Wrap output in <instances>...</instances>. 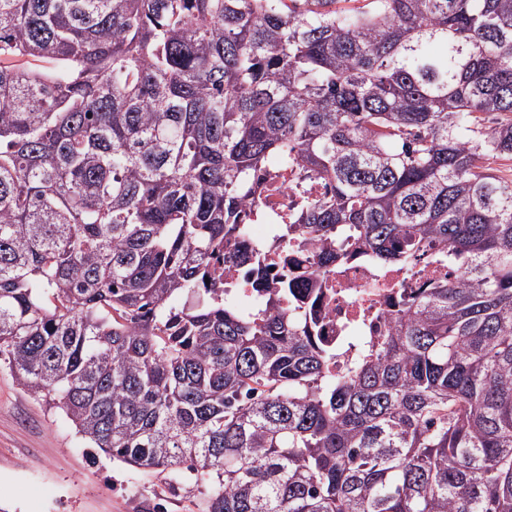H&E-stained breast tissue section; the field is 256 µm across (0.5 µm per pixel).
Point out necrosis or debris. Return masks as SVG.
<instances>
[{"instance_id":"4bbe7bcc","label":"necrosis or debris","mask_w":512,"mask_h":512,"mask_svg":"<svg viewBox=\"0 0 512 512\" xmlns=\"http://www.w3.org/2000/svg\"><path fill=\"white\" fill-rule=\"evenodd\" d=\"M326 190L324 181L307 177L297 164L290 163L271 172L262 184L255 203L247 205L252 221L268 224L285 223L289 213ZM253 233L232 238L224 244V258L212 265L216 277L224 283L228 296L254 297L252 278L240 265L241 252L252 249ZM319 250L314 243H301L288 237L265 239L262 266L267 285L277 289L312 270V286L317 292L313 310L318 320V334L335 348L327 372L342 376L366 351L370 340L383 331L400 290L426 286L435 281L453 279V269L419 263L412 270L380 265L366 256L340 265L316 267Z\"/></svg>"}]
</instances>
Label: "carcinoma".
Wrapping results in <instances>:
<instances>
[{
	"instance_id": "1",
	"label": "carcinoma",
	"mask_w": 512,
	"mask_h": 512,
	"mask_svg": "<svg viewBox=\"0 0 512 512\" xmlns=\"http://www.w3.org/2000/svg\"><path fill=\"white\" fill-rule=\"evenodd\" d=\"M345 6H340V3ZM499 120L482 124V116ZM512 0H0V357L91 448L203 512H512ZM285 234L386 265L369 356L210 265L272 168ZM326 191L324 181L307 177L297 163L286 164L271 172L263 181L261 193L254 204H247L250 222L286 223L288 213Z\"/></svg>"
}]
</instances>
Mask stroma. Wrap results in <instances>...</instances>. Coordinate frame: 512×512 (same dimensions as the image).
I'll return each instance as SVG.
<instances>
[{
	"label": "stroma",
	"instance_id": "1",
	"mask_svg": "<svg viewBox=\"0 0 512 512\" xmlns=\"http://www.w3.org/2000/svg\"><path fill=\"white\" fill-rule=\"evenodd\" d=\"M209 484L163 477L81 444L59 411L0 363V512H202Z\"/></svg>",
	"mask_w": 512,
	"mask_h": 512
}]
</instances>
